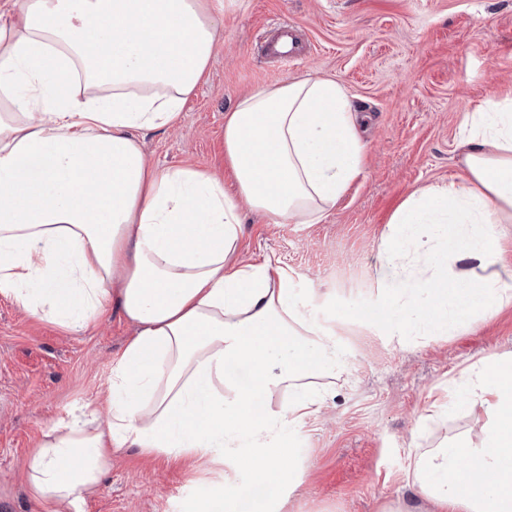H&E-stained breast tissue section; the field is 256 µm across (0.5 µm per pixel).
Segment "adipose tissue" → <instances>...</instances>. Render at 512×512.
<instances>
[{
  "mask_svg": "<svg viewBox=\"0 0 512 512\" xmlns=\"http://www.w3.org/2000/svg\"><path fill=\"white\" fill-rule=\"evenodd\" d=\"M223 13L224 0H0V295L67 329L117 303L136 327L106 420L59 421L30 457L44 512L84 501L116 448L230 451L256 480L284 477L269 441L318 410L310 378L344 362L276 259L237 258L240 202L319 224L361 174L344 87L307 76L241 98L224 118L232 195L204 171L157 169L138 139L179 120ZM461 145L466 177L412 191L390 218L376 267L390 298L373 315L389 334L444 336L512 306L494 271L512 239V97L468 113ZM237 369L247 383L233 384ZM281 390L287 414H255ZM450 395L487 420L417 453L414 486L433 512H512V361L473 366Z\"/></svg>",
  "mask_w": 512,
  "mask_h": 512,
  "instance_id": "obj_1",
  "label": "adipose tissue"
}]
</instances>
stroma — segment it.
I'll return each instance as SVG.
<instances>
[{"label":"stroma","instance_id":"35a3bbf8","mask_svg":"<svg viewBox=\"0 0 512 512\" xmlns=\"http://www.w3.org/2000/svg\"><path fill=\"white\" fill-rule=\"evenodd\" d=\"M223 22L224 47L178 124L140 132L151 164L217 173L234 192L225 113L245 94L309 74L340 82L363 123L362 173L325 221L272 224L241 211L242 256L279 260L349 355L314 381L322 402L291 434L288 478L269 485L275 512H425L411 487L415 454L483 426V410L449 403L448 391L479 361L512 357V307L445 336H392L370 318L387 299L374 269L402 201L464 176L466 113L512 94V0H224ZM282 23L313 47L285 69L261 57L264 35ZM133 334L116 307L72 331L0 296V512H43L30 491L32 451L50 426L101 405ZM253 484L233 454L119 448L78 512H186L200 486Z\"/></svg>","mask_w":512,"mask_h":512}]
</instances>
